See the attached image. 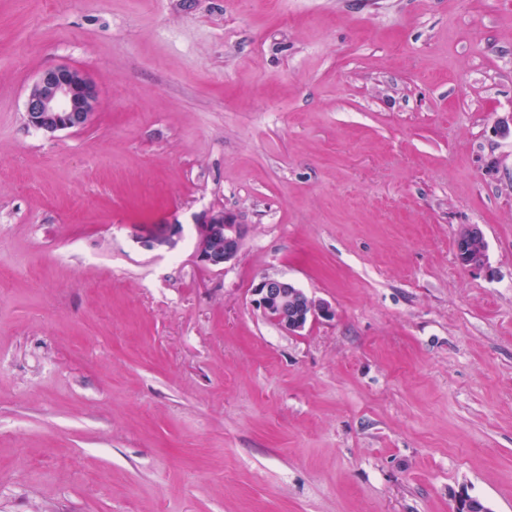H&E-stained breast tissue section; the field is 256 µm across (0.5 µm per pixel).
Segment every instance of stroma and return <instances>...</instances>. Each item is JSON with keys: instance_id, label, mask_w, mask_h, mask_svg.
Here are the masks:
<instances>
[{"instance_id": "1", "label": "stroma", "mask_w": 512, "mask_h": 512, "mask_svg": "<svg viewBox=\"0 0 512 512\" xmlns=\"http://www.w3.org/2000/svg\"><path fill=\"white\" fill-rule=\"evenodd\" d=\"M510 120L512 0H0V512H512ZM98 99L97 85L82 71L69 67L46 71L27 94V121L46 134L82 129L91 122ZM193 259L202 268L223 271L234 260L242 246L244 225L221 209L203 212L193 224ZM183 234V225L177 221L141 224L139 225L137 238L145 246L153 247L156 245H165L170 249L177 246ZM456 258L469 267H482L487 261V246L481 230L470 226L462 230L456 240ZM252 293L263 315L293 335H299L308 325L332 315L328 303L308 297L292 282L282 278L263 276L253 285Z\"/></svg>"}]
</instances>
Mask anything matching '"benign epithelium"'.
Instances as JSON below:
<instances>
[{"instance_id":"benign-epithelium-1","label":"benign epithelium","mask_w":512,"mask_h":512,"mask_svg":"<svg viewBox=\"0 0 512 512\" xmlns=\"http://www.w3.org/2000/svg\"><path fill=\"white\" fill-rule=\"evenodd\" d=\"M99 92L95 82L78 69L59 67L46 71L34 82L25 102L29 125L46 134L83 129L91 122ZM193 259L202 268L222 271L234 260L242 246L244 225L222 209L203 212L193 224ZM183 225L177 221L141 224L137 238L144 245L177 246ZM456 258L469 267H482L487 261V246L481 230L470 226L456 240ZM252 293L263 315L280 328L298 335L313 322L332 315L328 303L307 296L292 282L263 276Z\"/></svg>"}]
</instances>
